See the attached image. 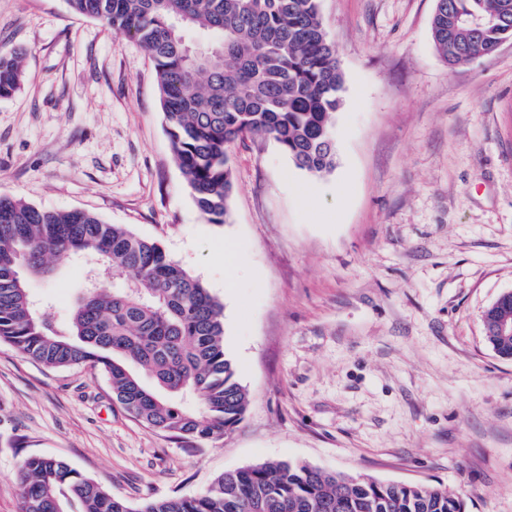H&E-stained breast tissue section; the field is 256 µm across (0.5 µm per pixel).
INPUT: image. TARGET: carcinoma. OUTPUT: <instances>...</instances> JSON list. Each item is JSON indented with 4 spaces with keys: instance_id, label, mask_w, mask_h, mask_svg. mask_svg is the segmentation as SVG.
I'll list each match as a JSON object with an SVG mask.
<instances>
[{
    "instance_id": "cac0c4a2",
    "label": "carcinoma",
    "mask_w": 512,
    "mask_h": 512,
    "mask_svg": "<svg viewBox=\"0 0 512 512\" xmlns=\"http://www.w3.org/2000/svg\"><path fill=\"white\" fill-rule=\"evenodd\" d=\"M80 15L139 42L155 63L174 159L207 222L230 218V147L273 140L314 176L336 168L343 74L319 0H66ZM436 51L453 67L512 38V0H436ZM20 57L0 52V98L20 86ZM80 253L102 278L61 327L38 313L22 271L45 276ZM123 280V287L107 283ZM512 318V299L484 312ZM0 341L54 368L89 364L115 401L144 425L178 438L219 440L249 404L224 350V307L156 241L82 210L0 196ZM21 512H468L441 486L382 483L292 461L228 471L191 497L133 507L59 459L26 456Z\"/></svg>"
}]
</instances>
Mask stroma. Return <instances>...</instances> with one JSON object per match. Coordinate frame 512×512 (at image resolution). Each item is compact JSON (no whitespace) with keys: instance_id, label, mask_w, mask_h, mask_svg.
<instances>
[{"instance_id":"35a3bbf8","label":"stroma","mask_w":512,"mask_h":512,"mask_svg":"<svg viewBox=\"0 0 512 512\" xmlns=\"http://www.w3.org/2000/svg\"><path fill=\"white\" fill-rule=\"evenodd\" d=\"M319 8L344 76L336 168L314 177L273 140L236 143L231 217L211 224L174 160L145 50L66 0H0V50L25 71L0 98V195L161 244L223 304L224 350L249 393L232 433L179 440L126 413L101 370L49 368L2 341L0 512H20L25 454L133 505L294 461L512 512V361L483 321L512 290V40L451 68L431 35L435 0ZM95 262L27 277L56 324Z\"/></svg>"}]
</instances>
